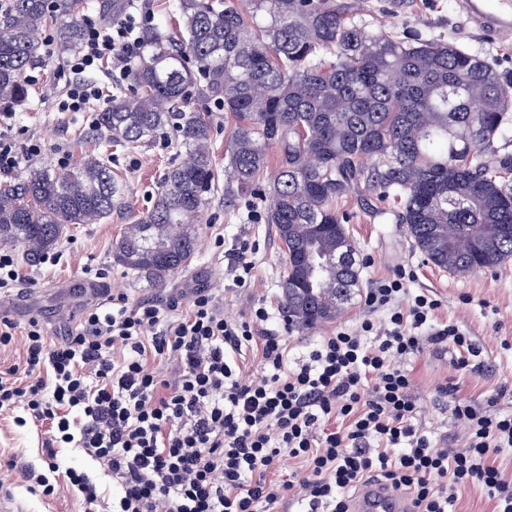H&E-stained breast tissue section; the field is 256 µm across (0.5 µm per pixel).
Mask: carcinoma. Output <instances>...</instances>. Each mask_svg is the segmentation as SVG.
Masks as SVG:
<instances>
[{
	"label": "carcinoma",
	"instance_id": "1",
	"mask_svg": "<svg viewBox=\"0 0 512 512\" xmlns=\"http://www.w3.org/2000/svg\"><path fill=\"white\" fill-rule=\"evenodd\" d=\"M79 0H8L0 11V103L27 101L23 79L41 58L54 23L61 57L78 49ZM176 0L179 37L155 26L140 34L129 85L96 113L94 131L139 145L173 131L187 158L166 173L151 207L124 226L113 256L155 284L197 249L195 219L218 190L206 109L215 98L234 123L224 145V203L270 199L286 268L280 288L288 321L327 323L361 287L356 249L336 201L364 186L397 206L415 248L457 275L512 257V184L505 161L486 152L512 126V78L453 42L417 30L399 38L370 32L347 0ZM277 170L264 183L269 149ZM111 153L66 172L29 167L0 176V245L31 254L56 248L70 224H100L126 207Z\"/></svg>",
	"mask_w": 512,
	"mask_h": 512
}]
</instances>
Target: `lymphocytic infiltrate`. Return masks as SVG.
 <instances>
[{
    "instance_id": "lymphocytic-infiltrate-1",
    "label": "lymphocytic infiltrate",
    "mask_w": 512,
    "mask_h": 512,
    "mask_svg": "<svg viewBox=\"0 0 512 512\" xmlns=\"http://www.w3.org/2000/svg\"><path fill=\"white\" fill-rule=\"evenodd\" d=\"M141 28L131 14L85 20L60 109L86 112L100 100L89 73L125 76ZM411 278L401 267L376 282L365 294L370 318L324 337L293 368L287 338L266 327V306L231 319L209 288L136 305L117 294L86 307L61 336L35 318L20 331L0 317V348L22 345L20 363L0 370V410L23 408L48 424L47 448L73 443L103 466L120 489L112 512H259L291 497L303 512H347L349 491L378 476L409 493L417 512H448L469 485L512 512V477L496 464L512 447L511 413L454 400L462 450L433 447L413 422V381L399 357L450 344L463 371L479 350L458 325L437 322L438 299L408 296ZM381 309L385 319H374ZM245 348L258 357L246 380L226 359ZM161 362L175 364L171 377L156 371ZM284 454L297 469L272 477ZM65 476L62 485L24 473L45 496L66 488L82 512H100L88 474Z\"/></svg>"
}]
</instances>
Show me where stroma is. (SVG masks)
<instances>
[{
  "label": "stroma",
  "mask_w": 512,
  "mask_h": 512,
  "mask_svg": "<svg viewBox=\"0 0 512 512\" xmlns=\"http://www.w3.org/2000/svg\"><path fill=\"white\" fill-rule=\"evenodd\" d=\"M353 2L354 19L365 29L382 28L401 37L415 28L426 38L459 43L512 76V35L490 37L476 29L461 12L460 0H404L400 7L393 0ZM62 64L61 57H44L29 68L26 104L16 108L11 121L0 118V133L9 135L23 127L29 138L40 142L41 154L30 160L34 166L56 163L58 156L65 154L70 166L75 167L103 149L89 121L60 110L46 90ZM183 156L170 133L133 148H113L112 174L123 184L133 210L151 206L165 171ZM363 197L359 190L337 204L339 211L351 217L347 231L356 248L363 286L392 276L399 267H412L411 293L432 291L441 302L438 320L458 324L480 352L479 366L472 373L451 367L453 350L448 346L401 360L415 382V424L434 444L449 442L454 448H464L463 429L452 415L454 399L475 401L493 414L512 413V259L471 276L444 272L414 248L406 225L397 221L393 210L372 209L364 204ZM252 204V198L245 197L228 207L223 192H215L199 219L195 257L160 286L148 277L128 275L112 258L113 245L129 222L128 213H113L100 224L71 225L56 248L59 263L23 260L29 284L0 305L17 327H25L35 316L49 323L55 332H63L92 304L95 293L90 288L89 274L97 271L101 274L99 286L126 295L133 303L163 300L180 288H214L224 297L225 313L237 319L247 316L257 303H264L273 315L272 328L284 331L294 359L306 355L336 329L356 328L368 315L360 295L332 322L299 329L286 327L280 303L284 258L274 225L253 220ZM219 237L224 240L220 247L215 244ZM245 242L256 251V284L251 288L235 286L227 271L230 254ZM448 388L453 389V396H445ZM15 417V411L0 412V493L14 496L25 512H80V502L74 495L42 496L22 477L19 469L23 466L46 472V430L31 423L18 425ZM56 462L60 469L86 472L96 482L104 503L117 497L111 476L81 449H57Z\"/></svg>",
  "instance_id": "obj_1"
}]
</instances>
